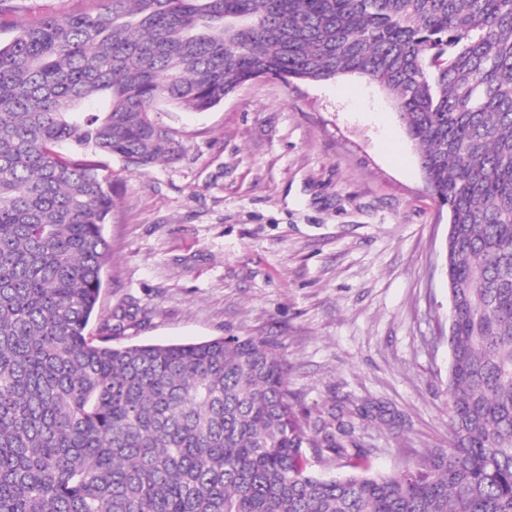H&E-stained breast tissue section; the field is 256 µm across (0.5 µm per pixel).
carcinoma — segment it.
<instances>
[{"mask_svg": "<svg viewBox=\"0 0 512 512\" xmlns=\"http://www.w3.org/2000/svg\"><path fill=\"white\" fill-rule=\"evenodd\" d=\"M0 0V512H512V0ZM358 74L448 205V447L371 472L301 420L255 336L116 344L96 317L112 175L183 153L160 104ZM326 462L356 461L342 476ZM28 17L40 16L46 13L77 14L94 9L95 0H28Z\"/></svg>", "mask_w": 512, "mask_h": 512, "instance_id": "cac0c4a2", "label": "carcinoma"}]
</instances>
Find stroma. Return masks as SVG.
Instances as JSON below:
<instances>
[{
    "label": "stroma",
    "mask_w": 512,
    "mask_h": 512,
    "mask_svg": "<svg viewBox=\"0 0 512 512\" xmlns=\"http://www.w3.org/2000/svg\"><path fill=\"white\" fill-rule=\"evenodd\" d=\"M181 158L116 157L98 312L124 343L266 340L297 410L381 408L357 424L388 473L448 445V208L368 78H258L206 112L166 105Z\"/></svg>",
    "instance_id": "obj_1"
}]
</instances>
